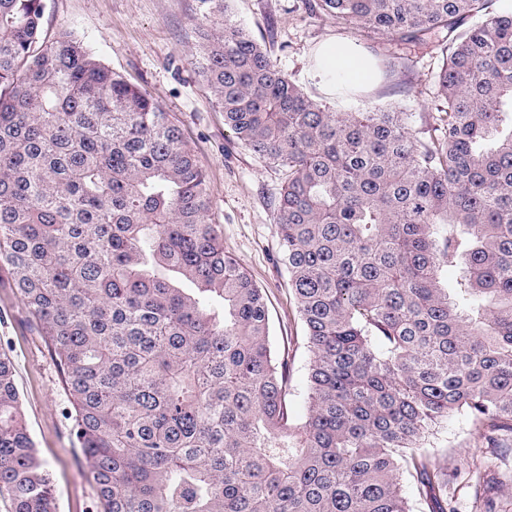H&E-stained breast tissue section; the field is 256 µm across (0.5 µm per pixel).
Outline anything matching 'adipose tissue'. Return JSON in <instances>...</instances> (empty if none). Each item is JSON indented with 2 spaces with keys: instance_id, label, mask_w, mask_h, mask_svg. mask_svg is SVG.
I'll return each instance as SVG.
<instances>
[{
  "instance_id": "1",
  "label": "adipose tissue",
  "mask_w": 512,
  "mask_h": 512,
  "mask_svg": "<svg viewBox=\"0 0 512 512\" xmlns=\"http://www.w3.org/2000/svg\"><path fill=\"white\" fill-rule=\"evenodd\" d=\"M316 73L328 90L336 86L363 89L377 80V69L365 52L345 40L323 42L316 56Z\"/></svg>"
}]
</instances>
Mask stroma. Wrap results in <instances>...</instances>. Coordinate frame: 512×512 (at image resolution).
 <instances>
[{
    "instance_id": "stroma-1",
    "label": "stroma",
    "mask_w": 512,
    "mask_h": 512,
    "mask_svg": "<svg viewBox=\"0 0 512 512\" xmlns=\"http://www.w3.org/2000/svg\"><path fill=\"white\" fill-rule=\"evenodd\" d=\"M311 0H229L228 10L267 50L273 64L311 98L336 107L314 71L313 56L330 39L354 43L374 61L378 83L349 95L354 110L379 104L427 119L437 103V74L443 63L441 36L427 43H404L401 54L414 62L405 72L390 71L383 53L386 37L336 25L312 14ZM47 37L74 33L109 67L147 91L181 127L204 169L213 213L224 250L247 271L269 298L270 336L276 351H287L291 365L288 390L293 418L307 413L310 354L302 323L280 260L276 205L283 171L241 145L224 125L206 83L188 62L195 42L200 0H43ZM0 353L12 361L27 430L52 478L57 512H99L89 464L72 433L69 395L59 371L9 272L0 267ZM436 463L450 471L448 493L459 512H472L476 488L453 478L463 462L488 466L481 488L512 512V459L487 447L482 428L455 416L426 439Z\"/></svg>"
}]
</instances>
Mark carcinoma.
Segmentation results:
<instances>
[{
	"instance_id": "carcinoma-1",
	"label": "carcinoma",
	"mask_w": 512,
	"mask_h": 512,
	"mask_svg": "<svg viewBox=\"0 0 512 512\" xmlns=\"http://www.w3.org/2000/svg\"><path fill=\"white\" fill-rule=\"evenodd\" d=\"M495 3H313L394 43L447 31L422 137L410 112L313 100L227 0H201L190 64L286 174L277 233L310 353L294 424L264 294L224 253L179 126L83 40L43 38V0H0V261L100 512H414L409 485L456 512L426 432L463 414L512 436V13ZM0 498L57 512L4 354Z\"/></svg>"
}]
</instances>
